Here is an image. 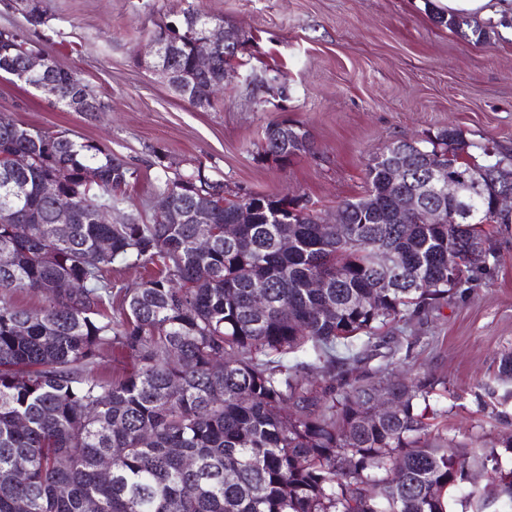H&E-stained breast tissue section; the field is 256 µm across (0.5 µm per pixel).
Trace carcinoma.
<instances>
[{"instance_id": "1", "label": "carcinoma", "mask_w": 512, "mask_h": 512, "mask_svg": "<svg viewBox=\"0 0 512 512\" xmlns=\"http://www.w3.org/2000/svg\"><path fill=\"white\" fill-rule=\"evenodd\" d=\"M27 22H47L46 0H22ZM207 12L188 5L174 23L180 47L169 67L202 91L224 79L241 51L221 50L207 74L193 68L184 36ZM438 23L481 44L489 26L466 16ZM34 48L27 32L0 28V74L14 76ZM58 104L76 97L101 111L95 88L49 57ZM285 122L265 130L264 155L282 164L313 149L309 132ZM508 150L464 140L448 127L393 142L366 164V187L336 207L337 223L286 195L238 189L202 170L156 177L155 193L209 224H102L104 203L125 202L141 172L89 141L29 126L0 113V175L25 158V190L0 180V512H449L477 465L495 474L500 512H512V470L496 447L479 448L433 432L448 413L436 376L408 383L390 366L366 370L355 343H372L391 323L448 300V252L472 276L497 256L486 224H512L496 208L495 186L468 199L473 215L455 222L459 201L427 185L493 174ZM403 181L392 180L398 163ZM100 183L82 185L86 170ZM55 171L76 197L78 219L60 232L41 177ZM435 205L442 220L419 212ZM253 223L224 240L241 207ZM211 240L208 248L199 239ZM102 240L109 241L105 250ZM131 261L154 272L123 289L113 306L107 272ZM321 281L324 288L311 284ZM38 294L37 310L11 297ZM262 295L265 308L254 312ZM307 360L288 363V355ZM132 360L121 379L98 367L109 355ZM316 366L314 387L306 368ZM395 409L372 418L375 402ZM112 462L101 479L99 462Z\"/></svg>"}]
</instances>
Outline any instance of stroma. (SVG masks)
<instances>
[{"instance_id": "35a3bbf8", "label": "stroma", "mask_w": 512, "mask_h": 512, "mask_svg": "<svg viewBox=\"0 0 512 512\" xmlns=\"http://www.w3.org/2000/svg\"><path fill=\"white\" fill-rule=\"evenodd\" d=\"M432 0H203L209 13L246 35L245 64L214 108H195L160 82L141 59L142 46L163 15L186 0H48L49 21L29 26L0 0V28L26 29L57 63L97 90L101 112H73L41 93L0 77V113L38 128L99 144L142 173L127 189L123 214L150 220L153 182L161 169L202 170L230 189L295 194L331 216L360 195L366 164L396 141L454 127L466 140L512 147V34L493 22L491 38L473 44L436 25ZM277 69V85L258 86L252 73ZM306 127L314 152L288 165L263 158L268 123ZM499 261L449 301L409 323L387 326L362 365L374 369L389 353L406 358L412 374L448 383L449 437L477 445L512 435L498 414L481 406L512 352V228L488 225Z\"/></svg>"}]
</instances>
